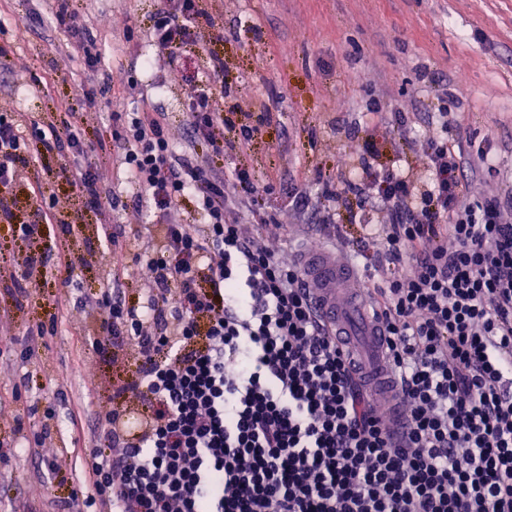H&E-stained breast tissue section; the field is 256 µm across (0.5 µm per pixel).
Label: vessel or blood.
<instances>
[{
  "label": "vessel or blood",
  "instance_id": "1",
  "mask_svg": "<svg viewBox=\"0 0 512 512\" xmlns=\"http://www.w3.org/2000/svg\"><path fill=\"white\" fill-rule=\"evenodd\" d=\"M299 259L308 277L319 315L333 327L339 338L361 347L364 361L381 358L384 337L381 325L365 303L348 299L337 300L339 287L351 282L354 272L337 261L330 250L307 251Z\"/></svg>",
  "mask_w": 512,
  "mask_h": 512
}]
</instances>
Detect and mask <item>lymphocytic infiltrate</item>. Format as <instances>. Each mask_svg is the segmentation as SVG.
<instances>
[{"label": "lymphocytic infiltrate", "instance_id": "obj_1", "mask_svg": "<svg viewBox=\"0 0 512 512\" xmlns=\"http://www.w3.org/2000/svg\"><path fill=\"white\" fill-rule=\"evenodd\" d=\"M56 2V25L86 60L78 111L32 138L26 118L0 113V222L27 245L19 273L46 262L42 224L13 211L28 144L82 157L54 177L106 226L113 255H125L126 232L110 227L117 196L102 193L98 163L126 169L154 228L146 305L122 299L118 263L85 302L98 351L128 341L137 373L108 396L86 460L91 496H71L65 512H512V192L467 191L444 125L412 141L419 169L381 164L387 142L369 138L358 175L322 185L320 223L380 227L377 280L359 288L388 347L377 366L353 367L301 267L252 224L263 189L248 168L224 165L269 113L215 111L227 83L213 58L189 84L192 157H178L163 113L113 111L101 47L72 0ZM201 16L199 0H162L152 39L170 69ZM89 112L121 133L89 129ZM187 196L201 223L187 221ZM399 413L409 430L396 445Z\"/></svg>", "mask_w": 512, "mask_h": 512}]
</instances>
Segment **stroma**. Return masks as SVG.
I'll list each match as a JSON object with an SVG mask.
<instances>
[{"instance_id":"obj_1","label":"stroma","mask_w":512,"mask_h":512,"mask_svg":"<svg viewBox=\"0 0 512 512\" xmlns=\"http://www.w3.org/2000/svg\"><path fill=\"white\" fill-rule=\"evenodd\" d=\"M214 20L187 50V73L205 71L211 57L224 60L228 95L219 109L269 110L273 122L238 155L256 178L272 183L262 232L277 248L295 251L330 245L341 248L356 267L372 252V227L340 224L327 228L311 214L294 212L290 189L317 195L311 181L323 168L336 181L357 165L354 150L375 127L404 112L405 132L395 134L383 164L415 165L409 147L428 125L448 122L449 136L465 158L489 141L499 173L490 181L470 173L474 190L512 189V0H200ZM93 19L92 31L104 52V69L141 84L130 94L113 84L121 111L140 105L165 113L176 139L190 133L184 83L167 64L144 69L125 52L127 28L146 55L155 48L148 33L160 0H77ZM53 0H0V103L38 118L60 119L74 111L69 84L84 75V60L66 48L67 35L51 22ZM447 93V117L437 115V97ZM383 109L368 111L369 98ZM118 194L114 223L146 228L139 190L124 169L101 168ZM58 195L76 238L48 235V259L40 282L18 292L0 283V512H58L57 503L79 485L83 450L100 427L108 388L128 376L129 362L113 364L96 350L94 316L80 303L109 278L110 245L84 200L67 184ZM84 261L67 274V258ZM66 314L47 332L37 358L26 355L28 333L51 305Z\"/></svg>"}]
</instances>
